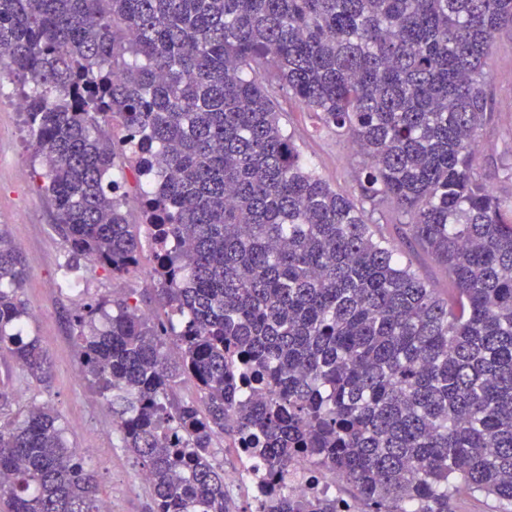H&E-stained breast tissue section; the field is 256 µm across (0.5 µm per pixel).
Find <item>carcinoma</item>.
I'll list each match as a JSON object with an SVG mask.
<instances>
[{
	"instance_id": "carcinoma-1",
	"label": "carcinoma",
	"mask_w": 512,
	"mask_h": 512,
	"mask_svg": "<svg viewBox=\"0 0 512 512\" xmlns=\"http://www.w3.org/2000/svg\"><path fill=\"white\" fill-rule=\"evenodd\" d=\"M506 26L512 0H0V63L73 255L138 265L125 169L140 180L178 321L122 299L74 325L155 512H226V430L271 476L318 459L363 512H454L460 489L512 503V200L475 168ZM277 87L359 148L361 203L302 161ZM389 220L448 296L373 233ZM25 276L0 227V352L45 383ZM182 376L203 405L170 401ZM101 508L53 408L0 419V512ZM263 512L337 504L274 486Z\"/></svg>"
}]
</instances>
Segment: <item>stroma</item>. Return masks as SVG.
I'll use <instances>...</instances> for the list:
<instances>
[{
    "label": "stroma",
    "mask_w": 512,
    "mask_h": 512,
    "mask_svg": "<svg viewBox=\"0 0 512 512\" xmlns=\"http://www.w3.org/2000/svg\"><path fill=\"white\" fill-rule=\"evenodd\" d=\"M489 94L494 118L482 131L487 148L478 154L476 168L494 192L512 196V182L503 180L501 169L512 164V27L499 31L490 58ZM277 101L295 145L316 174L332 188L350 198H359V158L345 138L324 129L287 92ZM39 166L28 144V133L18 108V98L8 76H0V226L17 243L28 276L20 295L28 308L38 314L26 322L28 335L38 337L50 359V377L42 383L28 376L8 355L0 353V383L6 384L23 403L51 404L60 414L65 436L76 448L93 446L90 469L112 512H153L147 483L137 478L140 466L123 448L113 427L110 406L88 381H74L80 368V350L74 336L73 318L87 304L130 299L140 310L165 318L152 277L154 250L144 246L138 266L115 279L85 260L77 262V276L83 277L82 299L71 297L62 283L64 267L71 257L68 243L59 234L57 216L39 189ZM401 256L435 288L447 295L446 273L422 250L411 249L401 232L392 225H374Z\"/></svg>",
    "instance_id": "obj_1"
}]
</instances>
